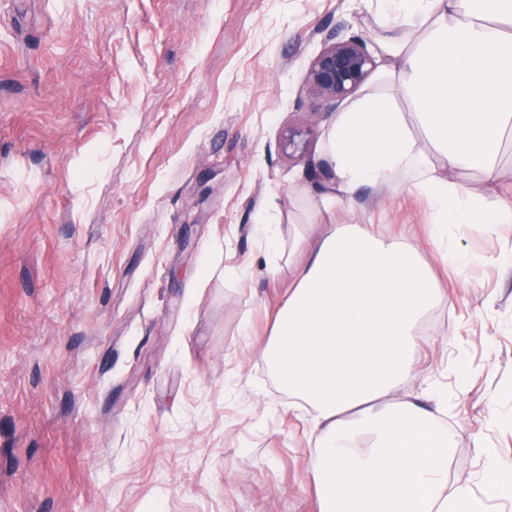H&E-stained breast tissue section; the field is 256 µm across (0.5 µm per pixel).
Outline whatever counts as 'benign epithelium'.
<instances>
[{
	"label": "benign epithelium",
	"instance_id": "1",
	"mask_svg": "<svg viewBox=\"0 0 512 512\" xmlns=\"http://www.w3.org/2000/svg\"><path fill=\"white\" fill-rule=\"evenodd\" d=\"M375 67V59L362 37L330 34L323 50L308 68L305 79L326 101L336 103L357 90ZM279 148L288 157L304 153L305 131L287 130Z\"/></svg>",
	"mask_w": 512,
	"mask_h": 512
}]
</instances>
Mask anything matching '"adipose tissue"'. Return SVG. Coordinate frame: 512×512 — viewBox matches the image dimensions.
Here are the masks:
<instances>
[{
	"label": "adipose tissue",
	"instance_id": "ef3b65f1",
	"mask_svg": "<svg viewBox=\"0 0 512 512\" xmlns=\"http://www.w3.org/2000/svg\"><path fill=\"white\" fill-rule=\"evenodd\" d=\"M378 79L324 134L328 180L315 210L362 187L426 196L425 234L441 260L474 261L449 227L495 233L512 194L470 192L448 171L494 180L512 141V0H379ZM294 284L260 350L282 390L312 408L311 483L319 512H483L512 497V461L483 458L481 493L448 478L453 435L433 408L383 405L420 368V325L448 296L412 244L372 224H309L288 253Z\"/></svg>",
	"mask_w": 512,
	"mask_h": 512
}]
</instances>
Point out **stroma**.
<instances>
[{
	"mask_svg": "<svg viewBox=\"0 0 512 512\" xmlns=\"http://www.w3.org/2000/svg\"><path fill=\"white\" fill-rule=\"evenodd\" d=\"M352 0H7L0 7V512H317L308 415L257 346L292 284L256 224L291 241L323 183L336 110L305 81ZM290 128L305 154H281ZM322 224L415 244L448 291L422 370L387 404L447 392L450 480L512 459V224L445 270L407 188ZM250 335H242V324ZM256 228L261 238L273 248L274 257L271 258L270 272L275 275L279 271V259L282 258L280 224L265 216Z\"/></svg>",
	"mask_w": 512,
	"mask_h": 512,
	"instance_id": "obj_1",
	"label": "stroma"
}]
</instances>
